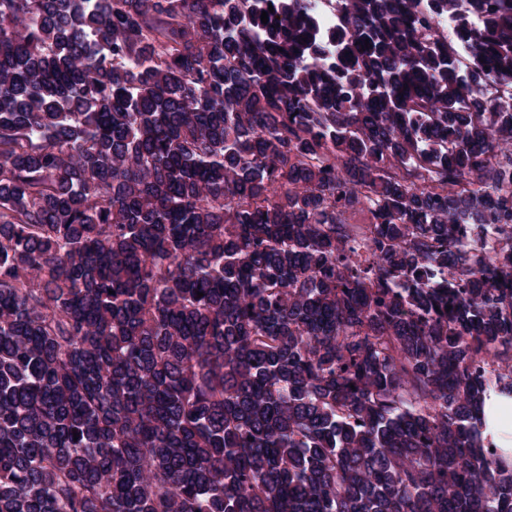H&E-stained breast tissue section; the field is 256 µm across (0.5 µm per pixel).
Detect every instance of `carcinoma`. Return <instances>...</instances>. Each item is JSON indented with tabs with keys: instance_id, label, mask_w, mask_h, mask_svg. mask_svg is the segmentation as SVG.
<instances>
[{
	"instance_id": "carcinoma-1",
	"label": "carcinoma",
	"mask_w": 512,
	"mask_h": 512,
	"mask_svg": "<svg viewBox=\"0 0 512 512\" xmlns=\"http://www.w3.org/2000/svg\"><path fill=\"white\" fill-rule=\"evenodd\" d=\"M335 2L0 0V512H512V0ZM484 437L493 442L512 463V397H492L483 409Z\"/></svg>"
}]
</instances>
